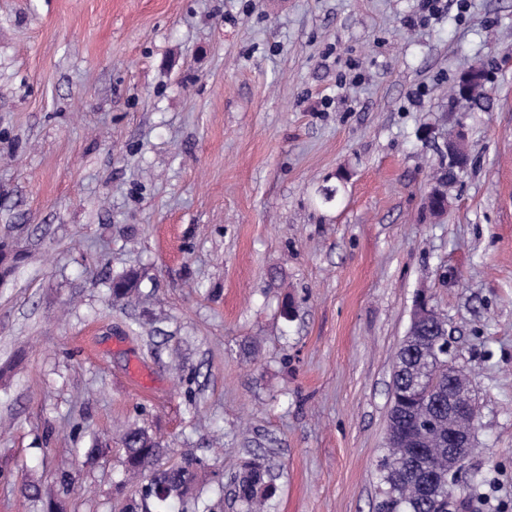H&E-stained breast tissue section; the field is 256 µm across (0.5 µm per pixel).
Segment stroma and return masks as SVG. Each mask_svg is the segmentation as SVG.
Masks as SVG:
<instances>
[{
    "mask_svg": "<svg viewBox=\"0 0 512 512\" xmlns=\"http://www.w3.org/2000/svg\"><path fill=\"white\" fill-rule=\"evenodd\" d=\"M0 241V512H124L131 426L203 459L179 512H245L250 462L264 512H375L419 294L478 410L463 512H512V0H0ZM484 69L481 67H474L469 70L460 82V97L470 98L474 89L478 84L483 81ZM475 103L483 104L489 100L488 92L484 88L481 91L474 93L471 98ZM270 476L267 469L259 464L248 465L235 481L237 498L252 512L253 505H261V499L272 495L270 492Z\"/></svg>",
    "mask_w": 512,
    "mask_h": 512,
    "instance_id": "35a3bbf8",
    "label": "stroma"
}]
</instances>
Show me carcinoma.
<instances>
[{"label": "carcinoma", "mask_w": 512, "mask_h": 512, "mask_svg": "<svg viewBox=\"0 0 512 512\" xmlns=\"http://www.w3.org/2000/svg\"><path fill=\"white\" fill-rule=\"evenodd\" d=\"M135 284L132 273L113 278L112 296L129 295ZM443 331H448L446 321L435 310L425 336L399 349L394 362L392 397L408 388L414 375L425 380L437 373L447 377L448 355L443 353L442 346L432 343ZM392 419L405 426L419 422L427 428L424 452L418 454L409 448H398L391 441L385 443V454L379 464L381 490L376 512H448V483L423 478L425 465L438 474L447 471L448 453L443 441L448 434V411L439 410L430 396L421 398L412 414L392 410ZM123 446L128 470L142 477L138 499L127 507V512H172L173 502L194 488L202 461L189 458L171 466L159 465L164 449L140 427L127 429ZM269 482L268 470L259 464L247 466L237 476L235 493L247 512L272 495Z\"/></svg>", "instance_id": "obj_1"}]
</instances>
